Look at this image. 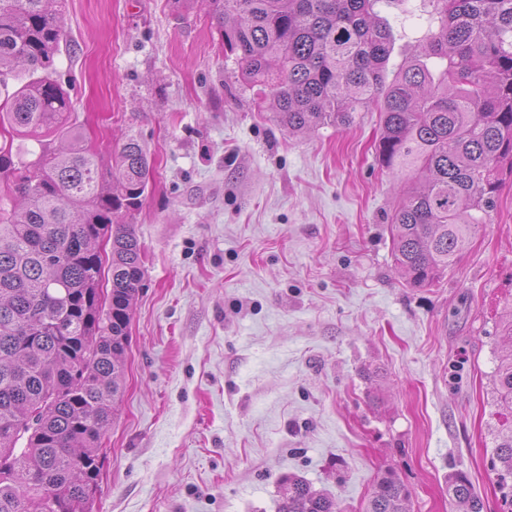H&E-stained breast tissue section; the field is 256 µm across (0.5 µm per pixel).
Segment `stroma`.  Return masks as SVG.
<instances>
[{
  "label": "stroma",
  "instance_id": "obj_1",
  "mask_svg": "<svg viewBox=\"0 0 512 512\" xmlns=\"http://www.w3.org/2000/svg\"><path fill=\"white\" fill-rule=\"evenodd\" d=\"M381 9L389 73L436 24ZM56 69L90 143L147 147L131 222L145 276L93 512H277L288 476L362 512L395 475L411 512H507L490 393L512 312V175L489 224L434 286L399 275L397 176L378 107L288 134L235 75L200 0H65ZM448 494L452 500L471 504V512H480V499L473 494V486L463 474L455 475L448 484Z\"/></svg>",
  "mask_w": 512,
  "mask_h": 512
}]
</instances>
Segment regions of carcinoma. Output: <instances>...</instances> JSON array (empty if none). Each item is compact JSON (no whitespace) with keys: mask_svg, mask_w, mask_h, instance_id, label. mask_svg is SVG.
<instances>
[{"mask_svg":"<svg viewBox=\"0 0 512 512\" xmlns=\"http://www.w3.org/2000/svg\"><path fill=\"white\" fill-rule=\"evenodd\" d=\"M57 0H0V512H92L100 443L117 411L142 249L127 222L153 175L128 136L106 165L72 119L54 67L67 29ZM386 0H201L237 76L270 90L292 135L348 125L376 104L383 166L404 182L389 224L392 254L413 287L439 281L490 223L502 166L512 170V0H428L437 22L387 77ZM66 142L33 160L16 137ZM112 242L103 294L100 241ZM492 374L498 433L493 468L512 497V318ZM451 499L480 512L463 474ZM410 493L380 479L365 512H409ZM278 512H338L301 477Z\"/></svg>","mask_w":512,"mask_h":512,"instance_id":"carcinoma-1","label":"carcinoma"}]
</instances>
